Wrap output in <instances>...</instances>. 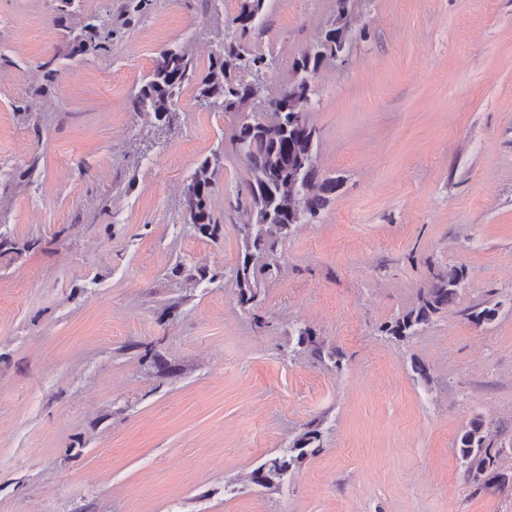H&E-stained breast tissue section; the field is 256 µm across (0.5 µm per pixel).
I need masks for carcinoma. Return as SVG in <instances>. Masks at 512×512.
<instances>
[{
  "label": "carcinoma",
  "mask_w": 512,
  "mask_h": 512,
  "mask_svg": "<svg viewBox=\"0 0 512 512\" xmlns=\"http://www.w3.org/2000/svg\"><path fill=\"white\" fill-rule=\"evenodd\" d=\"M263 4L264 0H243L240 11L225 20L224 45L211 56L200 87L206 105L241 113L231 141L236 157L249 172L246 195L236 205V211L242 215L238 229L247 242L234 276L242 305L254 301L263 279L273 267V263L266 261L275 248V242L268 238V229L274 227L281 237H288L296 208L305 212L309 223L317 222L341 186L340 179L319 175L315 162L319 131L310 123L308 113L302 111L301 99L307 93L314 94L311 79L325 59L342 53L344 43L355 37L346 30V25H338L325 30L315 44L300 54L295 62L296 78L284 89L287 96L277 97L280 110L276 123L266 128L257 120V113L247 111V107L262 102L260 76L269 62L263 54L247 51L241 44L260 26V22L251 23L249 18L259 15ZM111 41V30L90 21L84 25L76 51L106 52ZM194 73L192 55L186 47L163 50L138 91L134 105L150 109L160 120L168 118L174 112L182 87ZM218 166L217 156L203 160L185 193V198L190 200L189 223L208 235L217 230L211 220L210 198L212 174ZM462 277L463 272L456 269L434 276L420 289L418 308L386 326L385 331L399 337L416 334L431 315L455 302ZM493 445V435L481 422L472 423L460 435L459 460L465 482L486 489L512 486V470L503 465L500 451ZM293 462L292 456L269 459L268 469L256 477V482L265 484L271 478L284 476Z\"/></svg>",
  "instance_id": "carcinoma-1"
}]
</instances>
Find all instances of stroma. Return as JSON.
<instances>
[{
	"label": "stroma",
	"mask_w": 512,
	"mask_h": 512,
	"mask_svg": "<svg viewBox=\"0 0 512 512\" xmlns=\"http://www.w3.org/2000/svg\"><path fill=\"white\" fill-rule=\"evenodd\" d=\"M241 3L0 0V512H512L457 449L477 420L512 463V0H265L264 98L337 16L359 37L309 113L341 186L245 306L237 114L197 81L169 122L134 105L165 48L205 75ZM91 14L110 49L73 52ZM216 152L209 236L184 195ZM453 268L455 304L386 333ZM312 422L318 447L254 483Z\"/></svg>",
	"instance_id": "obj_1"
}]
</instances>
